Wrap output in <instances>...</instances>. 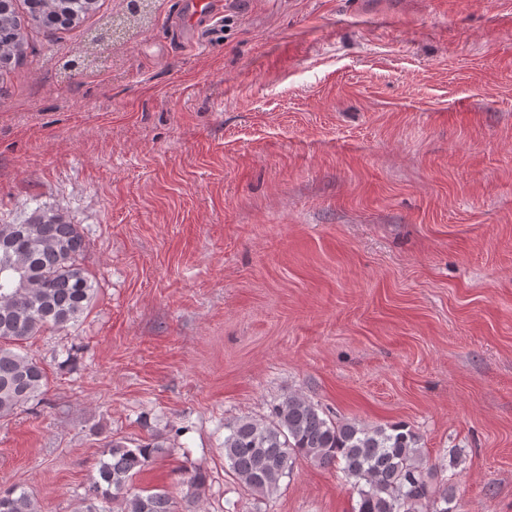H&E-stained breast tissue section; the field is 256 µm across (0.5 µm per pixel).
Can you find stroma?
Wrapping results in <instances>:
<instances>
[{"label":"stroma","instance_id":"1","mask_svg":"<svg viewBox=\"0 0 512 512\" xmlns=\"http://www.w3.org/2000/svg\"><path fill=\"white\" fill-rule=\"evenodd\" d=\"M100 0L0 78V223L80 226L98 290L27 343L42 399L0 418V488L78 512L107 442L198 512H352L297 460L239 484L224 426L300 394L402 420L458 512H512V0ZM459 463L449 467L450 452Z\"/></svg>","mask_w":512,"mask_h":512}]
</instances>
